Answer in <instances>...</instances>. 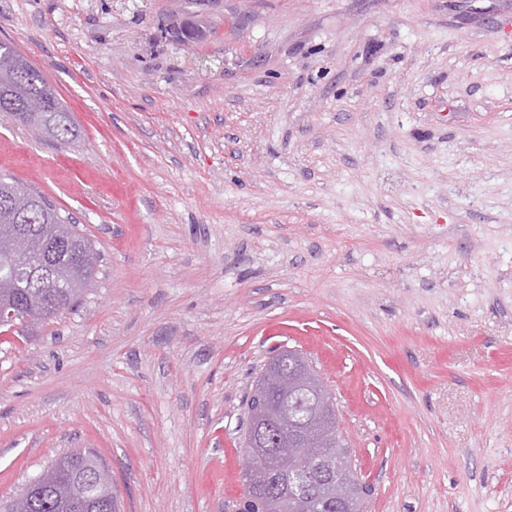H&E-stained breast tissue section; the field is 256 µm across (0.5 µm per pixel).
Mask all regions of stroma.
Segmentation results:
<instances>
[{
	"instance_id": "stroma-1",
	"label": "stroma",
	"mask_w": 512,
	"mask_h": 512,
	"mask_svg": "<svg viewBox=\"0 0 512 512\" xmlns=\"http://www.w3.org/2000/svg\"><path fill=\"white\" fill-rule=\"evenodd\" d=\"M0 40L79 134L0 113V172L102 256L0 329V500L92 448L117 512H237L292 348L366 512H512V0H0ZM168 33H170L171 37L176 41L182 43L183 45H189L192 42L199 41L204 39L207 36V31L199 24L192 22L189 19H171L167 25ZM195 29V32H199L202 38H198L196 34H192L191 28Z\"/></svg>"
}]
</instances>
